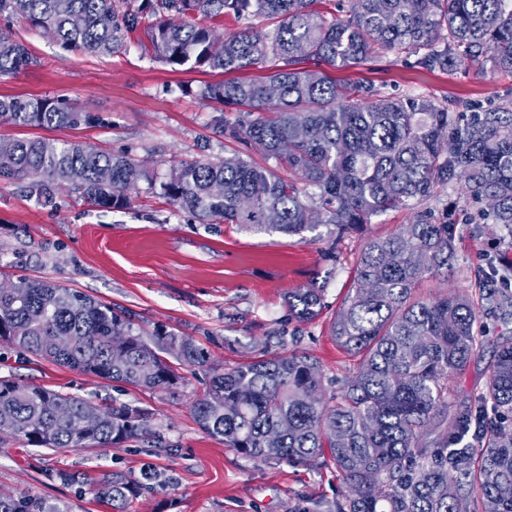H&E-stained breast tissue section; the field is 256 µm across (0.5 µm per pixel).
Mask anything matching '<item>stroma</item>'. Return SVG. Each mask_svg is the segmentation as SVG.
I'll return each instance as SVG.
<instances>
[{
	"label": "stroma",
	"instance_id": "1",
	"mask_svg": "<svg viewBox=\"0 0 512 512\" xmlns=\"http://www.w3.org/2000/svg\"><path fill=\"white\" fill-rule=\"evenodd\" d=\"M0 32L25 44L34 59L18 75L0 78V96L60 97L106 120L102 126L54 132L0 123V138L51 136L125 151L160 179L180 162L233 152V143L213 134L212 123L218 115L236 123L238 107L198 95L205 84L224 81V73L155 61L140 46L145 31L107 56L65 50L20 18L0 16ZM332 76L349 89H372L377 99L424 98L453 111L512 103V73L476 64L430 70L414 53H379L333 70ZM130 196L122 209L68 197L45 207L17 185L0 182V269L15 277L49 278L116 304L147 331L190 337L213 367L231 368L263 354L316 356L329 392L357 370V358L336 344L330 322L353 286L370 239L397 232L424 211L453 223V268L425 279L417 291L422 298L453 292L478 304L512 268V246L502 232L472 224L478 206L459 182L373 217L362 230L339 234L322 224L303 240L235 224L199 223L156 197L144 182ZM314 283L324 285L326 307L319 319L298 322L288 314V293ZM477 327L482 347L452 382L458 409L482 391L497 345L512 338V321L482 314ZM0 377L151 413L152 436L109 450L52 451L0 439V493L34 505L48 500L67 512H111L89 485L63 481L65 472L121 473L140 481L141 493L127 512H324L345 490L332 466L262 463L205 433L192 410L203 391L201 369L175 389L144 392L19 354L1 342Z\"/></svg>",
	"mask_w": 512,
	"mask_h": 512
}]
</instances>
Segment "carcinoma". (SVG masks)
<instances>
[{"label":"carcinoma","mask_w":512,"mask_h":512,"mask_svg":"<svg viewBox=\"0 0 512 512\" xmlns=\"http://www.w3.org/2000/svg\"><path fill=\"white\" fill-rule=\"evenodd\" d=\"M319 0H0V15L49 31L68 50L104 55L134 38L143 19L151 57L172 67L245 71L267 60L281 69L261 81L205 85L202 99L245 108L215 135L257 147L296 177H279L237 150L196 159L155 184L125 153L76 141H0V181L50 205L65 193L101 208H123L146 181L157 196L203 224L304 236L320 223L357 230L372 217L430 197L456 180L480 204L478 223L505 231L512 246V105L454 112L428 99L365 104L347 95L328 68L357 65L377 49L422 53L432 70L472 63L512 72V0H348L350 18L328 21ZM263 15L271 31L218 35L224 19ZM206 24L199 23V20ZM27 48L0 33V77L32 64ZM0 121L28 128H77L104 119L63 99L0 98ZM452 225L422 215L368 241L331 335L360 368L331 397L309 354H263L220 372L193 340L135 326L122 308L49 279H31L26 297L0 290V339L49 362L147 390H169L184 367L207 368L193 405L198 425L224 445L265 463L309 466L322 459L345 486L327 512H512V340L500 345L485 389L451 409L448 380L479 347L477 307L465 295L420 300L427 275L450 269ZM488 309L512 319V289L490 288ZM288 315L312 322L324 289L288 292ZM151 413L99 404L36 384L0 379V435L51 450L110 448L145 438ZM139 482L104 473L97 501L124 512ZM0 512H31L0 495Z\"/></svg>","instance_id":"1"}]
</instances>
